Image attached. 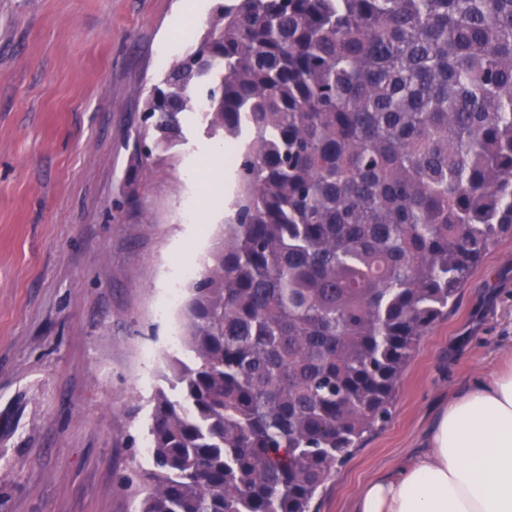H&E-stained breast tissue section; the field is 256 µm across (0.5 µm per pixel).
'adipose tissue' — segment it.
<instances>
[{"label": "adipose tissue", "instance_id": "ef3b65f1", "mask_svg": "<svg viewBox=\"0 0 512 512\" xmlns=\"http://www.w3.org/2000/svg\"><path fill=\"white\" fill-rule=\"evenodd\" d=\"M355 512H512V367L450 399L428 451L365 484Z\"/></svg>", "mask_w": 512, "mask_h": 512}]
</instances>
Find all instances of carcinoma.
<instances>
[{
  "instance_id": "cac0c4a2",
  "label": "carcinoma",
  "mask_w": 512,
  "mask_h": 512,
  "mask_svg": "<svg viewBox=\"0 0 512 512\" xmlns=\"http://www.w3.org/2000/svg\"><path fill=\"white\" fill-rule=\"evenodd\" d=\"M198 99L248 137L141 512H312L512 235V0H230L143 122L169 146Z\"/></svg>"
}]
</instances>
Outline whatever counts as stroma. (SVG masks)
I'll return each mask as SVG.
<instances>
[{"label": "stroma", "instance_id": "obj_1", "mask_svg": "<svg viewBox=\"0 0 512 512\" xmlns=\"http://www.w3.org/2000/svg\"><path fill=\"white\" fill-rule=\"evenodd\" d=\"M219 0H0V512H139L191 282L224 232L200 113L141 163L145 101ZM512 356V237L409 362L387 423L314 512L425 451L436 412Z\"/></svg>", "mask_w": 512, "mask_h": 512}]
</instances>
